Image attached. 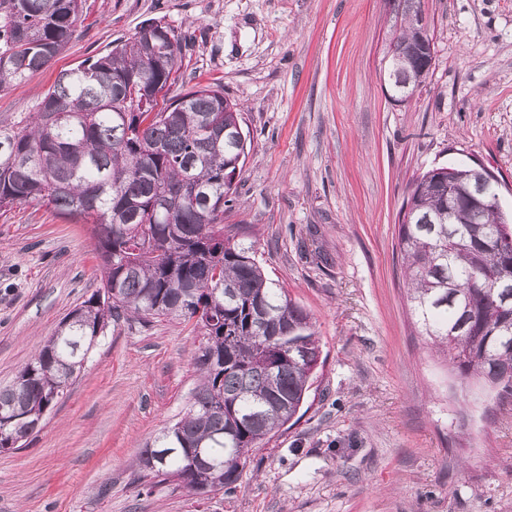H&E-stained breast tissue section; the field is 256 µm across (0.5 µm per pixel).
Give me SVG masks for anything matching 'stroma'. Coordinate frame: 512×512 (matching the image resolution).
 <instances>
[{
	"label": "stroma",
	"mask_w": 512,
	"mask_h": 512,
	"mask_svg": "<svg viewBox=\"0 0 512 512\" xmlns=\"http://www.w3.org/2000/svg\"><path fill=\"white\" fill-rule=\"evenodd\" d=\"M434 61L390 98L393 0H84L52 65L0 90L16 127L60 71L149 19L185 39L172 93L219 85L251 147L224 227L310 314L306 401L235 488L195 496L134 479L196 384L192 327L121 322L25 445L0 452V512H512V399L462 381L421 336L398 249L409 187L479 161L512 214V0H423ZM90 225L0 210V386L100 285Z\"/></svg>",
	"instance_id": "obj_1"
}]
</instances>
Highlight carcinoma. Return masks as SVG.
<instances>
[{"instance_id": "cac0c4a2", "label": "carcinoma", "mask_w": 512, "mask_h": 512, "mask_svg": "<svg viewBox=\"0 0 512 512\" xmlns=\"http://www.w3.org/2000/svg\"><path fill=\"white\" fill-rule=\"evenodd\" d=\"M82 0H0V89L65 49ZM402 28L390 68L415 79ZM182 62L174 30L135 36L59 73L25 125L0 131V209L50 207L93 225L102 277L12 383L0 388V450L24 443L67 394L111 325L179 318L197 333L198 375L183 415L146 443L135 480L234 485L252 452L299 411L320 341L309 314L267 280L253 247L224 234L248 146L224 88L169 95ZM417 177L398 224L407 299L421 333L464 379L512 395V218L468 167ZM471 196L485 198L477 214ZM167 453L165 464L148 470Z\"/></svg>"}]
</instances>
